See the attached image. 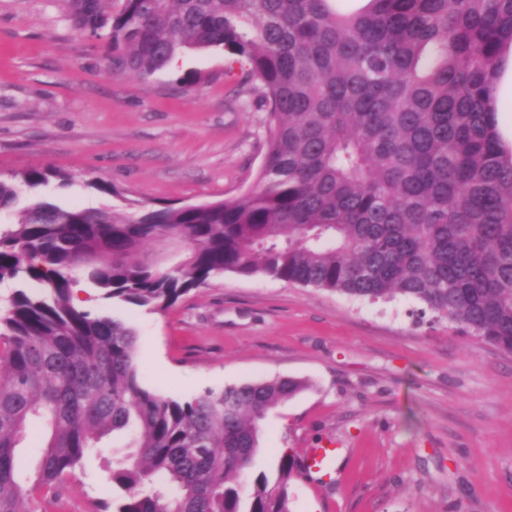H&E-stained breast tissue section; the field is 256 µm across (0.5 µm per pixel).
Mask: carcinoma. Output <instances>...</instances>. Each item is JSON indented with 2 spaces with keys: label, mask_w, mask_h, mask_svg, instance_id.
Here are the masks:
<instances>
[{
  "label": "carcinoma",
  "mask_w": 512,
  "mask_h": 512,
  "mask_svg": "<svg viewBox=\"0 0 512 512\" xmlns=\"http://www.w3.org/2000/svg\"><path fill=\"white\" fill-rule=\"evenodd\" d=\"M64 0L145 78L186 49L221 48L266 110L256 188L218 204L129 213L62 208L0 178V512H39L99 442L127 438L98 512H290L303 461L247 479L266 414L309 383L274 379L168 398L145 387L126 322L73 302L163 311L215 277L262 276L369 303L398 298L512 352V144L491 82L512 49V0ZM254 79L260 85L252 86ZM28 282L40 285L30 292ZM44 445L23 474L28 425Z\"/></svg>",
  "instance_id": "obj_1"
}]
</instances>
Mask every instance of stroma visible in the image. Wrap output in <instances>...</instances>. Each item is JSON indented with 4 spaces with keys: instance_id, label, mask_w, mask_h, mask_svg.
Returning a JSON list of instances; mask_svg holds the SVG:
<instances>
[{
    "instance_id": "stroma-1",
    "label": "stroma",
    "mask_w": 512,
    "mask_h": 512,
    "mask_svg": "<svg viewBox=\"0 0 512 512\" xmlns=\"http://www.w3.org/2000/svg\"><path fill=\"white\" fill-rule=\"evenodd\" d=\"M223 50H189L153 76L112 73L103 44L60 0H0V177L39 167L69 186L20 201L125 209L127 201L215 202L256 186L264 111L240 93ZM102 178L118 196L97 192ZM128 322L143 383L174 399L300 378L270 410L255 471L282 453L340 454L324 479L290 489L291 512H512V353L447 322L415 324L412 302L360 303L266 277L225 274L162 312L103 299ZM103 439L47 512H93L112 497Z\"/></svg>"
}]
</instances>
